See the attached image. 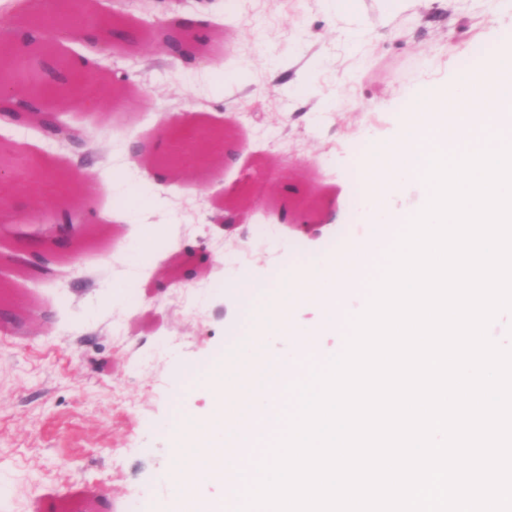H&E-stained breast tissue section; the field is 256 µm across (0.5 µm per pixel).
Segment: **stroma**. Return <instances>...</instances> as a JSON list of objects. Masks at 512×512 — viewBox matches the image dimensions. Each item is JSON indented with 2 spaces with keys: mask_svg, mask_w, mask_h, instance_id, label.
<instances>
[{
  "mask_svg": "<svg viewBox=\"0 0 512 512\" xmlns=\"http://www.w3.org/2000/svg\"><path fill=\"white\" fill-rule=\"evenodd\" d=\"M146 29L136 51L97 56L87 40L57 38L72 64L94 61L125 80L121 100L50 104L83 143L46 138L35 125L1 126L0 155L18 183L0 238V300L20 320L0 326V512H147L171 496L172 423L203 418L206 378L250 333L255 293L291 264L336 255L370 236L376 212L356 178L363 142L398 132L416 95L452 88L468 66L512 37V0H97ZM202 16L219 61L185 62L161 51L165 19ZM237 78L226 82L223 69ZM227 122L233 162L174 174L129 152L180 122ZM369 140H362L363 131ZM50 162L72 182L93 178L92 203L61 201L22 160ZM157 189L158 207L124 212L114 174ZM387 208L411 212L424 186L389 176ZM249 193L232 232L214 218L226 197ZM83 215L47 277L11 262L21 240L52 214ZM153 229L158 262L139 259ZM250 281L254 294L234 289Z\"/></svg>",
  "mask_w": 512,
  "mask_h": 512,
  "instance_id": "35a3bbf8",
  "label": "stroma"
}]
</instances>
